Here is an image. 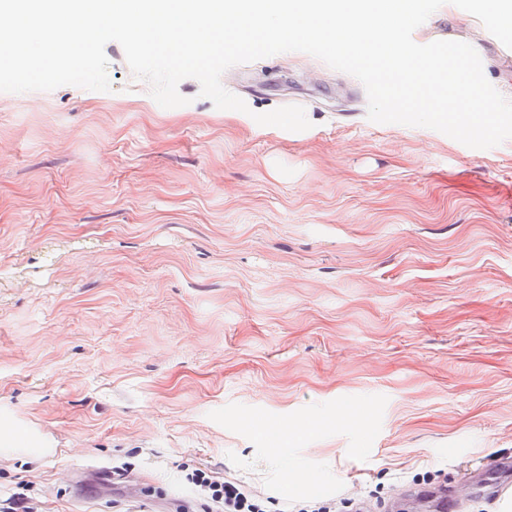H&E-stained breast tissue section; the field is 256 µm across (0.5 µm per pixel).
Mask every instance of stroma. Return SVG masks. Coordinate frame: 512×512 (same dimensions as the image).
I'll return each instance as SVG.
<instances>
[{
    "label": "stroma",
    "instance_id": "obj_1",
    "mask_svg": "<svg viewBox=\"0 0 512 512\" xmlns=\"http://www.w3.org/2000/svg\"><path fill=\"white\" fill-rule=\"evenodd\" d=\"M457 17L512 94V49ZM105 52L110 91L0 92V499L176 512L201 468L289 512L209 419L230 403L386 396L368 460L343 435L302 451L346 496L512 455V138L371 122L361 82L303 52L224 72L248 112L193 78L164 108ZM286 105L311 128L252 118Z\"/></svg>",
    "mask_w": 512,
    "mask_h": 512
}]
</instances>
